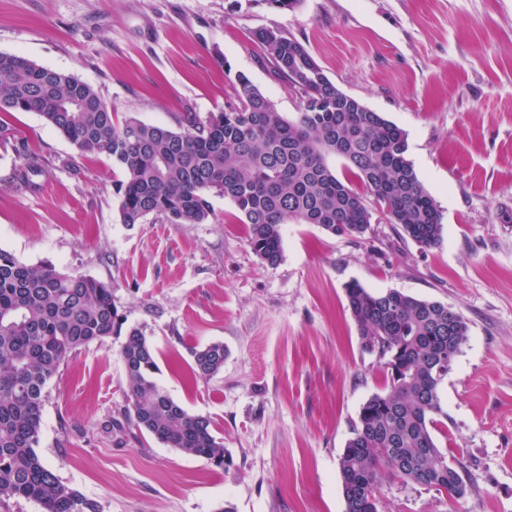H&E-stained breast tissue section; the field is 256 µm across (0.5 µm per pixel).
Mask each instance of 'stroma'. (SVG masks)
Segmentation results:
<instances>
[{"label": "stroma", "mask_w": 512, "mask_h": 512, "mask_svg": "<svg viewBox=\"0 0 512 512\" xmlns=\"http://www.w3.org/2000/svg\"><path fill=\"white\" fill-rule=\"evenodd\" d=\"M300 41L347 95L407 134L408 157L443 214L439 246L380 216L363 237L283 229L277 267L258 260L233 202L205 224L121 220L120 169L81 155L34 112H0V249L112 289L157 351V382L210 418L226 461L150 436L117 443L126 404L119 337L71 357L47 388L38 453L103 512H344L339 457L362 404L384 392L346 298L356 282L459 310L469 340L440 389L441 450L467 493L393 485L382 512H512V0H0V52L77 76L117 118L178 128L237 103V73L287 119L300 98L254 34ZM41 158L36 188L16 173ZM223 342L201 380L190 347Z\"/></svg>", "instance_id": "1"}]
</instances>
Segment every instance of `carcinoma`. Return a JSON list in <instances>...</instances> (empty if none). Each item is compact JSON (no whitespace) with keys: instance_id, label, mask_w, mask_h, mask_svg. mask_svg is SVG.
<instances>
[{"instance_id":"carcinoma-1","label":"carcinoma","mask_w":512,"mask_h":512,"mask_svg":"<svg viewBox=\"0 0 512 512\" xmlns=\"http://www.w3.org/2000/svg\"><path fill=\"white\" fill-rule=\"evenodd\" d=\"M273 72L300 95L294 120L239 73V104L174 130L114 113L71 74L0 52V112H35L84 155H104L124 173L117 186L123 223L152 215L170 224H205L208 197L231 200L258 260L283 259L282 228L313 224L333 236L362 237L372 213L366 197L402 236L424 247L443 239L436 202L408 158L406 133L323 73L306 47L272 29L256 33ZM334 156L364 188L328 165ZM361 348L377 355L388 388L362 405L339 458L345 512H379L382 487L425 486L457 500L462 466L439 448L447 416L440 388L448 369L437 358L469 339L464 315L397 290L346 288ZM124 317L104 282L52 264L28 265L0 250V502L25 499L43 512H102L64 484L37 453L49 383L91 344L124 336L127 405L112 418L118 437L148 434L159 443L224 467V442L212 421L189 413L155 380L157 352ZM192 372L208 379L224 368L221 342L190 349Z\"/></svg>"}]
</instances>
